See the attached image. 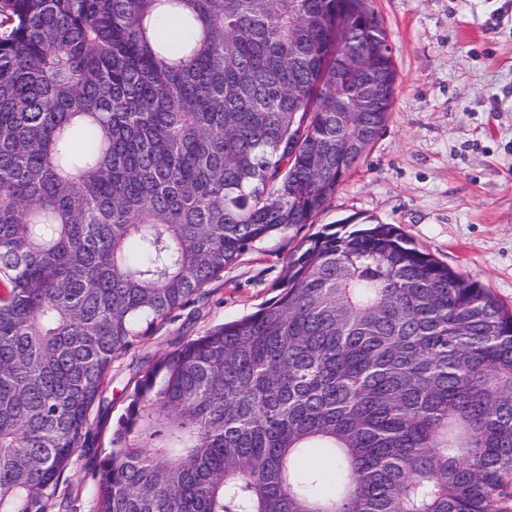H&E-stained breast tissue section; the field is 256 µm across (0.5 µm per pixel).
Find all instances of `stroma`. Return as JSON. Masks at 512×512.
Here are the masks:
<instances>
[{"instance_id": "1", "label": "stroma", "mask_w": 512, "mask_h": 512, "mask_svg": "<svg viewBox=\"0 0 512 512\" xmlns=\"http://www.w3.org/2000/svg\"><path fill=\"white\" fill-rule=\"evenodd\" d=\"M398 74L388 120L313 223L256 242L112 367L91 445L57 490L97 512L93 463L140 376L177 343L276 296L298 247L328 224L399 225L512 307V0H371Z\"/></svg>"}]
</instances>
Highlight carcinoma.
Returning a JSON list of instances; mask_svg holds the SVG:
<instances>
[{
	"instance_id": "carcinoma-1",
	"label": "carcinoma",
	"mask_w": 512,
	"mask_h": 512,
	"mask_svg": "<svg viewBox=\"0 0 512 512\" xmlns=\"http://www.w3.org/2000/svg\"><path fill=\"white\" fill-rule=\"evenodd\" d=\"M386 45L369 0H0V512H51L112 363L333 198L395 93L342 59ZM94 477L97 512H512V311L327 227L143 373Z\"/></svg>"
}]
</instances>
